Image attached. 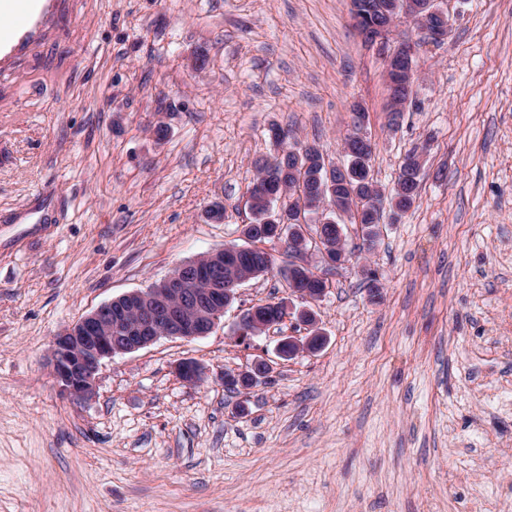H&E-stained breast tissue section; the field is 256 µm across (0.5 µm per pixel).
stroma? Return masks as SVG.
<instances>
[{"label":"stroma","instance_id":"1","mask_svg":"<svg viewBox=\"0 0 512 512\" xmlns=\"http://www.w3.org/2000/svg\"><path fill=\"white\" fill-rule=\"evenodd\" d=\"M56 3L0 64V512H512V0H439L437 44L397 25L418 48L394 128L351 0ZM356 102L379 188L419 149L421 189L330 274L319 352L277 359L288 321L248 348L232 334L289 295L275 243L209 335L105 360L82 404L59 395V331L244 244L271 127L341 164ZM260 357L271 377L228 391Z\"/></svg>","mask_w":512,"mask_h":512}]
</instances>
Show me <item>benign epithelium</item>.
<instances>
[{
    "label": "benign epithelium",
    "instance_id": "benign-epithelium-1",
    "mask_svg": "<svg viewBox=\"0 0 512 512\" xmlns=\"http://www.w3.org/2000/svg\"><path fill=\"white\" fill-rule=\"evenodd\" d=\"M432 8L424 12L415 0L401 12V16L422 23V33L431 42H441L448 35V24L434 26L430 16H443L442 10L430 0ZM353 22L368 44L377 47L386 58L385 78L392 85L391 72L409 61L414 46L407 42H392V26L377 24L365 14L353 11ZM286 225L277 224L262 235L276 243L291 246L293 258L316 250L328 269L347 263L346 256L336 251L326 239L306 237L297 241L285 235ZM253 247L238 246L232 251L215 249L193 261L178 265L163 279L144 290H134L114 298L58 333L50 346L53 377L61 393L73 401H83L95 394L96 379L103 360L118 354L132 353L145 348L163 336L185 340L202 337L211 332L224 312L237 299L239 286L249 281L246 266ZM323 288H294L287 300L274 308L253 306L244 311L235 324L236 341L250 346L252 338L267 329L265 321L276 316V310L296 313L307 327L302 339L286 336L279 341L275 354L280 359L299 354H314L321 350L322 332L317 322L305 315L310 305L319 301ZM303 303L296 307L294 301ZM178 376L185 382L195 383L200 377L199 366L191 361L177 364ZM272 371L269 360L252 361L245 369L224 376V381L238 386L244 393L255 387Z\"/></svg>",
    "mask_w": 512,
    "mask_h": 512
}]
</instances>
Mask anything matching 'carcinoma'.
I'll return each instance as SVG.
<instances>
[{
  "label": "carcinoma",
  "mask_w": 512,
  "mask_h": 512,
  "mask_svg": "<svg viewBox=\"0 0 512 512\" xmlns=\"http://www.w3.org/2000/svg\"><path fill=\"white\" fill-rule=\"evenodd\" d=\"M373 151L364 155L346 154L345 167L350 169L348 180L336 179L332 189L319 194L317 176L325 174V162L320 149L315 145L299 146V142L288 144L278 142L276 154L256 164V178L249 188L250 209L254 221L245 225L242 235L254 246L252 261L256 276L260 277L274 270L276 258L262 247L267 239L261 236V225L270 218H278V223L286 225V231L295 238L308 232L310 225L288 222V206L297 192L310 195V200L322 203L328 199L352 219L359 220L363 244L372 249L380 236L379 221L373 219L371 200L380 195L377 183L371 173L370 161ZM406 158L413 160L411 165H401L397 184L391 198L396 213L409 210L419 195L421 165L418 155L411 151ZM288 285L291 288H322L324 284L314 278L313 271L300 266L288 271Z\"/></svg>",
  "instance_id": "obj_1"
}]
</instances>
